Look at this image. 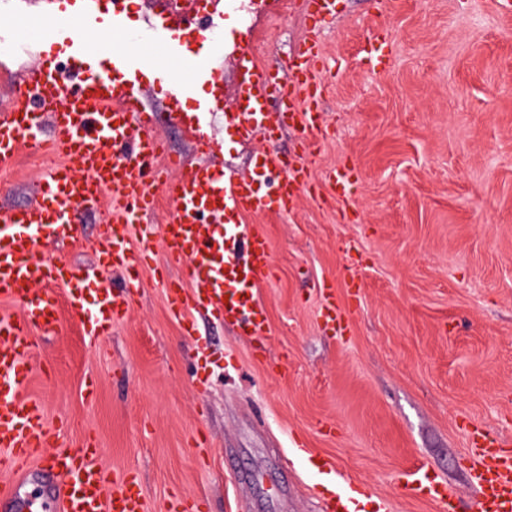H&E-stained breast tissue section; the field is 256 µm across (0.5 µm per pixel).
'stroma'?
Listing matches in <instances>:
<instances>
[{
  "mask_svg": "<svg viewBox=\"0 0 512 512\" xmlns=\"http://www.w3.org/2000/svg\"><path fill=\"white\" fill-rule=\"evenodd\" d=\"M278 2L181 0L171 16L188 44L205 27L222 33L221 80L197 83L182 102L211 105L217 166L242 172L255 151L295 153L289 130L244 143L224 121L240 97L236 58L255 30L270 29L264 62L283 69L309 34L304 9L283 13ZM377 26L388 48L373 66L361 48ZM320 38L325 132L302 155L309 183L293 213L259 219L274 258L259 290L267 361L215 317L184 335L162 286L181 271L159 246L109 335L84 336L65 312L36 343L26 395L70 442L99 448L103 466L135 473L146 512H166L175 493L206 500L207 512H327L313 456L385 501V512H437L399 490L401 474L425 463L474 499L470 430L512 434V17L492 0H339ZM65 51L58 41L0 55V102L32 104L28 74L65 66ZM143 88L156 133L196 160L165 86ZM345 163L358 169L346 207L324 180ZM47 165L22 146L0 167V207L30 201ZM101 217L85 216L71 242L44 256L93 261ZM354 259L355 303L345 273ZM324 280L350 310L345 335L318 323ZM297 440L304 455L291 452Z\"/></svg>",
  "mask_w": 512,
  "mask_h": 512,
  "instance_id": "obj_1",
  "label": "stroma"
}]
</instances>
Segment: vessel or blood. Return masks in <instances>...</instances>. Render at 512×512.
<instances>
[{
  "label": "vessel or blood",
  "mask_w": 512,
  "mask_h": 512,
  "mask_svg": "<svg viewBox=\"0 0 512 512\" xmlns=\"http://www.w3.org/2000/svg\"><path fill=\"white\" fill-rule=\"evenodd\" d=\"M118 0H71L70 13L48 9L10 32L12 40L36 42L51 35L69 50L72 65L39 70L32 83L34 106L0 112V164L8 165L20 147L48 149L57 164L43 173L34 200L0 211V300L20 301V318L0 315V469L24 471L29 461L45 457L59 481L56 512H145L141 484L131 472L111 475L98 463L93 446L61 444L48 429L37 402L24 399L32 367L35 332L54 328L61 306H68L84 335H108L129 313L142 288L132 273L142 266L154 234H161L168 262L182 271L168 281L166 293L175 316L194 334V313L222 319L240 335L252 337L254 353L266 355L271 332L260 288L273 276L271 245L255 216L291 213L309 173L299 162L258 151L246 173L209 163L190 165L153 133L154 112L144 102L139 78L148 74L169 90V110L184 126L195 149L211 153L203 109L185 113L182 102L198 79L214 80L212 48L201 39L188 49L179 29L163 15L149 21L150 32L136 53L115 50L113 38L125 34ZM107 24L97 43L76 38L74 29ZM326 60L318 40L305 41L286 70L258 64L251 53L237 60L246 96L226 113L240 139L272 134L289 126L301 145H311L325 127L324 86L317 77ZM356 177L352 167L329 172L337 201H347ZM173 205L162 231L151 218L158 194ZM109 201L111 214L93 243L97 268H69L38 256L40 245L63 241L82 210ZM102 269L121 281L100 287ZM324 327L345 333L348 322L337 305L334 285H319ZM469 476L479 495L463 506L444 481L425 464L407 469V495L424 497L438 512H512V437L479 433ZM318 474L337 483L327 512H354L357 501L341 489L342 474L329 463Z\"/></svg>",
  "instance_id": "obj_1"
}]
</instances>
